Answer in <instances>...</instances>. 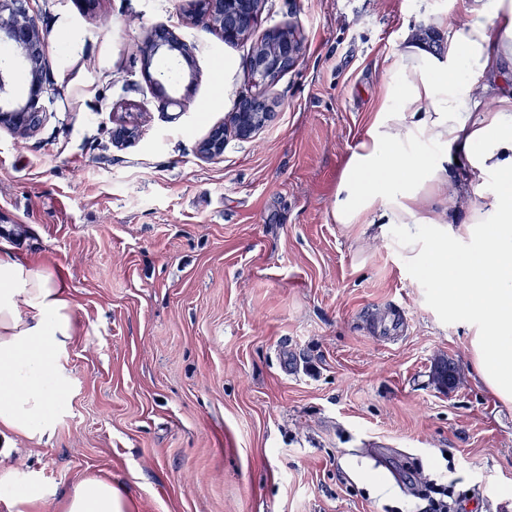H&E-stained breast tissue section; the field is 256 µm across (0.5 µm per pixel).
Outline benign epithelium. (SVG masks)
<instances>
[{
    "label": "benign epithelium",
    "mask_w": 512,
    "mask_h": 512,
    "mask_svg": "<svg viewBox=\"0 0 512 512\" xmlns=\"http://www.w3.org/2000/svg\"><path fill=\"white\" fill-rule=\"evenodd\" d=\"M232 2L233 0H204L206 7L192 13L190 19L195 24H204L221 32L226 41L241 40L251 34L257 18L250 17L248 30L239 34L224 31V6ZM29 17V13L23 17L15 11L14 0H0V48L10 54L7 59L0 58V128L18 135L33 133L36 127L27 123V118L31 115L40 117L46 111L42 72L48 51H41L40 56L36 58L28 56L29 44H45L42 32L28 21ZM168 33V38L164 40L156 38L152 32L149 33L140 48L145 78L167 103L177 105L179 101L167 95L164 84L153 78L150 72L151 61L161 52L181 58L190 65L193 62V49L175 31L170 29ZM274 44L282 46L285 51L278 59L275 70H286L298 62L300 38L295 27L288 25L259 42L251 55L245 59L244 68L251 77V88L247 89L246 93L252 95L254 89L272 83L274 70L266 68V63L262 62L261 58L266 47ZM21 73L25 75L27 92L17 103L15 87L17 77ZM261 125L263 120L256 114L237 111L230 113L229 124L224 126V131L205 140L202 146L203 156L215 158L223 155L227 129H232L237 137L247 139L259 131Z\"/></svg>",
    "instance_id": "7a95c632"
}]
</instances>
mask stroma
Instances as JSON below:
<instances>
[{
    "mask_svg": "<svg viewBox=\"0 0 512 512\" xmlns=\"http://www.w3.org/2000/svg\"><path fill=\"white\" fill-rule=\"evenodd\" d=\"M187 0H32L49 44L39 130L0 129V250L61 270L78 328L50 440L0 461L41 512L93 476L130 512H419L413 478L465 512H512V404L484 387L468 331L407 258L399 224L331 216L375 115L383 62L451 0H265L231 46ZM294 24L298 62L270 120L199 145L249 84L254 38ZM187 97L171 119L137 48L155 27ZM135 130L117 145V122ZM448 361L454 381L434 375Z\"/></svg>",
    "mask_w": 512,
    "mask_h": 512,
    "instance_id": "1",
    "label": "stroma"
}]
</instances>
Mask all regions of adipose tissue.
<instances>
[{
	"instance_id": "ef3b65f1",
	"label": "adipose tissue",
	"mask_w": 512,
	"mask_h": 512,
	"mask_svg": "<svg viewBox=\"0 0 512 512\" xmlns=\"http://www.w3.org/2000/svg\"><path fill=\"white\" fill-rule=\"evenodd\" d=\"M428 24L444 33L432 52L414 30L386 61L377 114L342 169L331 215L339 224L430 227L442 246L420 266L435 297L470 330L469 353L486 389L512 403V89L490 79L512 60V0H452ZM492 107H485L486 98ZM464 179L448 175L456 160ZM468 203L465 222H447L430 197ZM488 192L487 201L469 203ZM77 333L66 277L56 268L0 251V452L40 441L71 387L64 357ZM60 512H129L111 482L89 477Z\"/></svg>"
}]
</instances>
